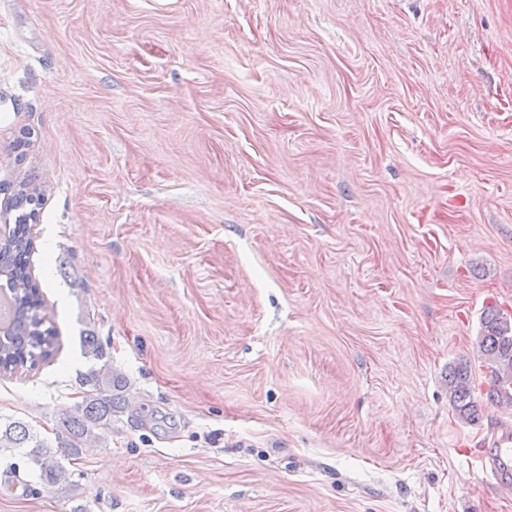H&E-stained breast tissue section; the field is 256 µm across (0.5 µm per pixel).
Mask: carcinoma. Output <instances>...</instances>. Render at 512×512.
<instances>
[{"label": "carcinoma", "instance_id": "cac0c4a2", "mask_svg": "<svg viewBox=\"0 0 512 512\" xmlns=\"http://www.w3.org/2000/svg\"><path fill=\"white\" fill-rule=\"evenodd\" d=\"M41 201L39 189L27 185L20 189L15 207L27 206L29 211L18 216L10 238L0 251V273L9 275L18 304L29 310L27 321L0 343V361L23 369L50 358L49 349L55 338L54 328L46 326L47 315L40 312L42 302L30 299L36 285L31 282L29 271V220L37 216ZM81 346L84 355L98 361V365L83 377L91 393L83 397L74 411L61 418L56 447L48 446L22 421H0V448L20 450L28 463L38 468L40 482L48 487L63 488L67 484L68 470L56 460V455L76 456L83 444L102 440L112 429V416L127 405V380L112 369L99 338L87 333L81 337ZM479 346L488 356L489 367L512 376V316L504 315L495 306L487 308L482 318ZM448 394L459 418L471 421L478 417L479 405L474 399L467 363L459 362L448 370Z\"/></svg>", "mask_w": 512, "mask_h": 512}]
</instances>
